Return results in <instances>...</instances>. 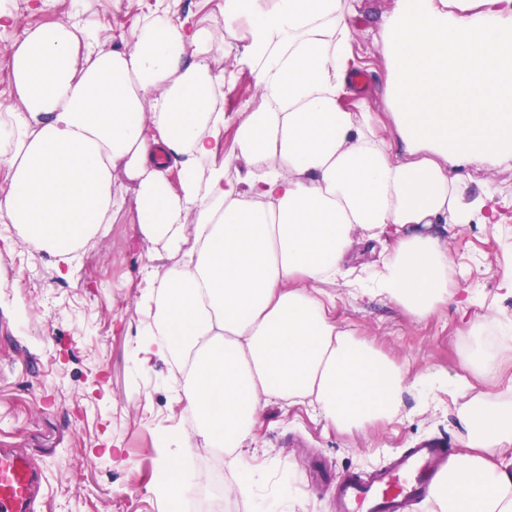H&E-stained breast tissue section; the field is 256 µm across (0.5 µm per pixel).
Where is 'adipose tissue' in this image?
<instances>
[{
  "mask_svg": "<svg viewBox=\"0 0 512 512\" xmlns=\"http://www.w3.org/2000/svg\"><path fill=\"white\" fill-rule=\"evenodd\" d=\"M396 3L380 97L350 81L347 0H223L225 29L245 28L228 44L157 0L109 50L70 16L11 46L0 224L69 271L130 202L142 239L175 260L141 282L140 352L178 361L195 419L193 438L167 439L178 452L162 467L167 496L186 488L178 456L219 448L236 464L273 402L309 400L346 433L393 418L408 388H434L341 329L324 284L417 319L457 293L462 309L483 302L449 288L446 245L407 228L494 220L493 188L472 193L465 171L512 161V0ZM220 52L260 91L230 120L245 169L233 180L216 159L229 121ZM492 322L500 345L461 354L455 393L498 378L512 317ZM456 414L464 449L430 490L433 512H512V402L470 399Z\"/></svg>",
  "mask_w": 512,
  "mask_h": 512,
  "instance_id": "obj_1",
  "label": "adipose tissue"
}]
</instances>
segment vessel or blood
Wrapping results in <instances>:
<instances>
[{"label": "vessel or blood", "instance_id": "1", "mask_svg": "<svg viewBox=\"0 0 512 512\" xmlns=\"http://www.w3.org/2000/svg\"><path fill=\"white\" fill-rule=\"evenodd\" d=\"M447 465L448 455L439 445H418L383 470L339 482L336 512H406ZM41 482V473L25 457L0 449V512H33Z\"/></svg>", "mask_w": 512, "mask_h": 512}]
</instances>
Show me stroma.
Returning a JSON list of instances; mask_svg holds the SVG:
<instances>
[{
  "label": "stroma",
  "instance_id": "obj_1",
  "mask_svg": "<svg viewBox=\"0 0 512 512\" xmlns=\"http://www.w3.org/2000/svg\"><path fill=\"white\" fill-rule=\"evenodd\" d=\"M155 0H0V14L15 23L0 28V68L24 27L74 13L112 48L121 26L147 13ZM361 67L373 92L388 80L374 41L396 0H353ZM500 190L497 224L421 226L420 234L449 246L459 287L485 295L486 307L470 311L482 323L486 309L512 316V292L502 272L512 267V166L470 169L478 191L486 182ZM12 227L0 224V446L27 455L44 477L36 512H177L157 490L161 440L172 430L191 432L192 419L177 397L172 360L139 366L135 353L148 318L138 284L152 244L139 235L133 204L112 217L106 236L81 250L75 274L61 276L54 260L35 248L16 246ZM337 323L382 348L410 373L439 380L428 393L408 390L398 415L349 434L336 432L311 407L271 404L256 441L241 450L257 468L250 493L239 474L224 470V496L234 512H256L280 503L281 512H333L330 483L367 475L422 442L461 450L460 426L447 382L461 374L458 354L488 342L493 329L468 334L453 304L416 321L393 303L352 294L343 283L326 284Z\"/></svg>",
  "mask_w": 512,
  "mask_h": 512
}]
</instances>
